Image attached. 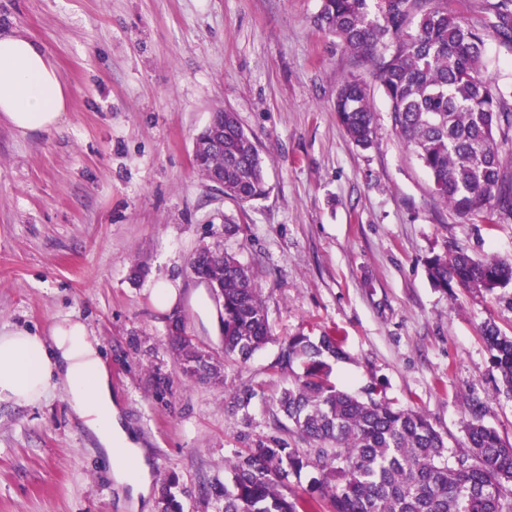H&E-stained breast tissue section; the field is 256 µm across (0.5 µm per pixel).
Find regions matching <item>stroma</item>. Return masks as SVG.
<instances>
[{
  "label": "stroma",
  "mask_w": 512,
  "mask_h": 512,
  "mask_svg": "<svg viewBox=\"0 0 512 512\" xmlns=\"http://www.w3.org/2000/svg\"><path fill=\"white\" fill-rule=\"evenodd\" d=\"M321 0H0V25L41 42L72 96L60 132L0 126V328L83 320L102 345L112 396L147 448L152 484L180 480L184 512H214L205 491L224 461L260 437L302 442L274 422L291 376L275 362L289 336L328 334L346 359L331 379L376 386L428 415L449 451L465 442L466 391L512 440V399L495 397L481 336L512 311L491 296L435 288L425 260L454 245L512 259V221L469 220L441 203L391 127L373 60L319 29ZM367 80L376 135L356 147L340 125L343 79ZM236 112L266 159V198L241 203L193 165L214 112ZM237 225L233 236L224 227ZM255 266L269 342L225 361V386L179 370L151 288L179 294L185 332L222 354L216 304L189 270L201 246ZM164 392H157L158 380ZM253 387L233 412L225 388ZM0 512H132L106 461L53 392L0 402Z\"/></svg>",
  "instance_id": "stroma-1"
}]
</instances>
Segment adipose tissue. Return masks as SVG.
Here are the masks:
<instances>
[{
  "label": "adipose tissue",
  "mask_w": 512,
  "mask_h": 512,
  "mask_svg": "<svg viewBox=\"0 0 512 512\" xmlns=\"http://www.w3.org/2000/svg\"><path fill=\"white\" fill-rule=\"evenodd\" d=\"M71 93L44 46L17 29H0V124L19 136L59 132ZM60 391L132 500L150 492V459L112 398L101 343L82 320L64 317L42 332L0 329V402L33 404Z\"/></svg>",
  "instance_id": "1"
}]
</instances>
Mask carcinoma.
I'll list each match as a JSON object with an SVG mask.
<instances>
[{
  "label": "carcinoma",
  "mask_w": 512,
  "mask_h": 512,
  "mask_svg": "<svg viewBox=\"0 0 512 512\" xmlns=\"http://www.w3.org/2000/svg\"><path fill=\"white\" fill-rule=\"evenodd\" d=\"M321 0L315 24L344 47L379 59L375 77L389 104L392 127L428 172L436 196L459 215L487 224L512 218V83L483 70L485 39L512 48V0L494 6L492 32L448 12L447 0ZM382 55H377V52ZM335 109L356 146L373 144L374 113L359 78L342 81ZM265 161L233 112L224 113V146L206 152L199 172L224 174V195L249 202L267 194ZM189 269L220 306L224 356L248 361L269 340L257 272L232 254L202 247ZM432 284L449 295L462 288L492 294L512 286V262L476 259L462 247L427 260ZM496 394L512 398V336L494 322L482 327ZM182 373L224 382L223 360L183 336L171 337ZM346 354L333 336L299 333L285 341L274 364L293 373L276 399L288 432L308 444L256 439L225 462L231 481L206 495L219 512H512V442L484 422L486 404L470 398L465 443L454 462L443 435L422 412L393 406L375 388L354 394L330 380L332 362ZM302 372H294V366ZM257 392H232L245 410ZM312 474L307 496L288 494L291 479ZM170 476L159 512H183Z\"/></svg>",
  "instance_id": "obj_1"
}]
</instances>
